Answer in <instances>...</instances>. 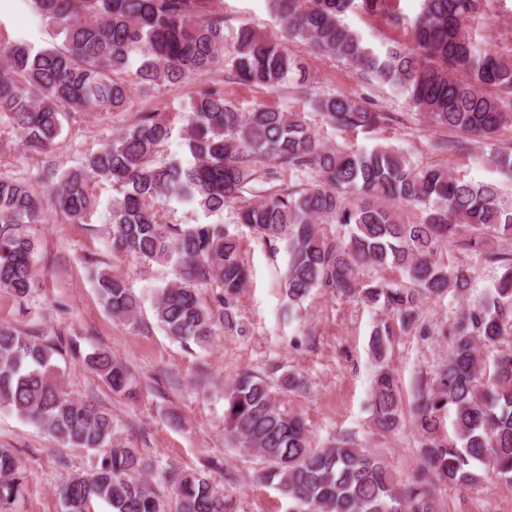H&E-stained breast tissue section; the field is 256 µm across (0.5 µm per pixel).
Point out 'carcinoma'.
Segmentation results:
<instances>
[{"label":"carcinoma","instance_id":"1","mask_svg":"<svg viewBox=\"0 0 512 512\" xmlns=\"http://www.w3.org/2000/svg\"><path fill=\"white\" fill-rule=\"evenodd\" d=\"M284 37L301 39L319 54L372 74L402 95L427 124L491 139L512 127V55L474 40L469 23L485 0H422L410 22L413 46L400 42L378 53L342 16L359 8L399 26L388 0H268ZM53 22L61 41L34 50L0 32V115L24 148L52 152L71 112H123L132 86L148 95L162 86L209 76L216 85L180 113L179 135L190 162L164 159L173 122L142 116L97 153L60 174L49 173L55 213L79 223L96 205L97 184H111L112 248L173 265L175 282L157 290L153 312L171 339L200 347L233 325L232 305L248 269L239 237L222 224H168L161 199L222 214L239 204V223L266 240L285 243L283 288L298 308L321 288L373 307L384 315L370 341L378 362L371 386L375 428L390 433L402 420L399 380L386 364L391 320L417 328L423 300L452 292L470 295L474 272L436 260L444 247L462 245L501 270L490 290L453 322L448 363L421 384L413 424L423 466L402 485L377 456L340 438L310 446L304 422L280 409L277 389L249 369L224 393V432L256 455L258 480L276 486L288 512H438L441 486L469 490L489 479L512 485V256L486 250L489 237L512 240V196L436 166L417 167L400 151L377 146L354 151L327 146L298 112L259 102L240 111L224 98V68L245 86L296 84L327 123L345 131L370 130L390 120L350 92L320 93L308 63L282 43L242 25L225 46L224 13L215 0H32ZM281 170L312 173V180L278 183ZM270 187L249 201L253 184ZM417 209L414 222L391 208ZM48 217L30 185L0 177V290L18 298L35 287L32 224ZM393 268L405 279L363 280L360 268ZM216 293L204 303L200 288ZM99 297L113 319L135 323L141 302L124 279L95 273ZM497 351L483 362L480 347ZM62 341L42 343L0 324V408L44 429L64 447L98 452L88 473L59 491L63 512H168L164 496L148 484L154 462L116 436L112 414L77 400L58 382L53 356ZM86 364L112 392L134 384L129 366L105 350ZM453 416L455 438L439 433L440 415ZM21 463L0 448V505L21 492ZM175 512H224V493L200 472L171 471Z\"/></svg>","mask_w":512,"mask_h":512}]
</instances>
